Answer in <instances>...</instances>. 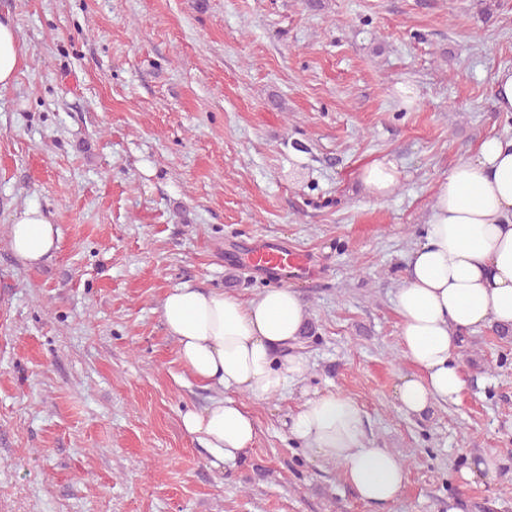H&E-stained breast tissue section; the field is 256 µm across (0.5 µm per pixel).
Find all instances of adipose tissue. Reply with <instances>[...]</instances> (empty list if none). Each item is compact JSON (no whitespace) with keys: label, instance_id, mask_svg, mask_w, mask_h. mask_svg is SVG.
<instances>
[{"label":"adipose tissue","instance_id":"ef3b65f1","mask_svg":"<svg viewBox=\"0 0 512 512\" xmlns=\"http://www.w3.org/2000/svg\"><path fill=\"white\" fill-rule=\"evenodd\" d=\"M18 30L0 16V90L13 85L22 64ZM13 253L40 266L59 248L54 224L40 208L17 213L10 228ZM161 315L181 365L216 395L182 416L184 429L218 460L232 463L253 443L256 424L233 400L261 401L287 393L309 371L296 344L304 331L298 293L265 289L250 301L221 290L187 285L169 290ZM399 345L415 366L398 395L408 414L432 402L459 403L466 386L459 338L483 328L512 327V138L481 142L440 179L424 240L409 254L396 294ZM314 458L338 463L359 498L387 504L402 491L407 470L389 450L371 444L351 398L332 391L305 400L288 425Z\"/></svg>","mask_w":512,"mask_h":512}]
</instances>
